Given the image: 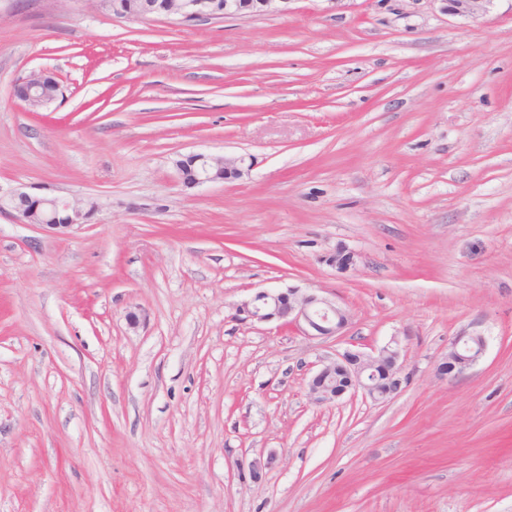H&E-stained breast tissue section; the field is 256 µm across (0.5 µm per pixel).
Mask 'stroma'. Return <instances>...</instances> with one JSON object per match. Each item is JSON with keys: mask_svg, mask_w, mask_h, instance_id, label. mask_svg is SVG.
<instances>
[{"mask_svg": "<svg viewBox=\"0 0 512 512\" xmlns=\"http://www.w3.org/2000/svg\"><path fill=\"white\" fill-rule=\"evenodd\" d=\"M39 70L61 93L34 111ZM195 153L243 173L188 186ZM18 188L97 207L64 235L0 215V512H512V0L190 25L0 0ZM288 286L349 309L343 335L238 319ZM465 330L483 357L439 377ZM394 336L392 400L310 402L313 363ZM450 14L478 18L487 12L492 0H442ZM46 76L51 75L46 73L32 74L26 78H23L18 82V84L15 85L14 96L32 109L35 108V104H37L39 107H45L48 104H51L58 97L51 101H47L45 98L39 96L42 79Z\"/></svg>", "mask_w": 512, "mask_h": 512, "instance_id": "obj_1", "label": "stroma"}]
</instances>
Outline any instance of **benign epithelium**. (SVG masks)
I'll return each mask as SVG.
<instances>
[{
    "instance_id": "obj_1",
    "label": "benign epithelium",
    "mask_w": 512,
    "mask_h": 512,
    "mask_svg": "<svg viewBox=\"0 0 512 512\" xmlns=\"http://www.w3.org/2000/svg\"><path fill=\"white\" fill-rule=\"evenodd\" d=\"M288 0H165L163 8L155 0H141V17L164 15L175 17L182 23L227 16H250L272 9L275 2ZM448 12L454 15L478 18L487 12L492 0H443ZM45 74H32L15 85L14 96L29 107L49 104L39 96ZM192 171L188 184L195 187L207 183L223 182L242 174L241 160L193 154L185 159ZM58 199L40 196L16 189L7 196L0 195V213L10 214L23 224H33L54 233H65L86 225L95 204L65 203L70 220L60 223L55 211ZM329 262L339 272L355 264L354 254L342 248L329 257ZM239 315L245 321L277 322L281 327H291L310 339H328L341 335L352 316L348 309L317 292L287 288L284 291L261 290L239 305ZM485 337L475 334L456 336L448 343V355L443 357L437 370L450 378L458 377L473 368L486 350ZM399 341L392 339L377 351L365 353L347 349L335 357L319 360L317 369L308 380V395L317 404L334 402L347 393L360 392L366 398L383 403L400 392L406 376L400 362Z\"/></svg>"
}]
</instances>
